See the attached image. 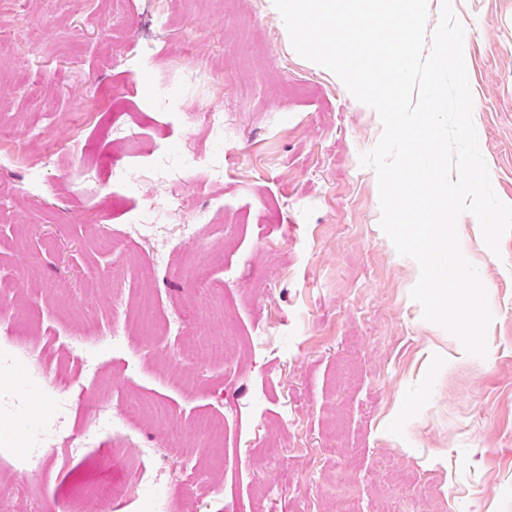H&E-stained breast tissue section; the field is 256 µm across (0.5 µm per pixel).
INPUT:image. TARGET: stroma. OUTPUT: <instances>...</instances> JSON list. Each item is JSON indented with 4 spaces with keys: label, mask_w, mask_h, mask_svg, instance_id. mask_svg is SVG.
I'll return each instance as SVG.
<instances>
[{
    "label": "stroma",
    "mask_w": 512,
    "mask_h": 512,
    "mask_svg": "<svg viewBox=\"0 0 512 512\" xmlns=\"http://www.w3.org/2000/svg\"><path fill=\"white\" fill-rule=\"evenodd\" d=\"M452 6L479 148L512 205V0ZM381 135L295 52L272 0H0V303L16 329L0 347L17 355L0 393L25 397L0 408L10 512H112L97 488L127 482L143 448L166 482L119 512L160 496L167 512H334L344 488L357 512H512V232L495 254L473 215L457 224L494 314L481 359L410 297L420 268L359 163ZM177 220L199 240L169 244ZM112 324L120 341L96 342ZM217 336L223 361L195 357ZM34 350L69 372L63 405ZM130 398L167 415L24 465L45 419L81 435L89 405ZM202 417L221 436L172 453Z\"/></svg>",
    "instance_id": "stroma-1"
}]
</instances>
